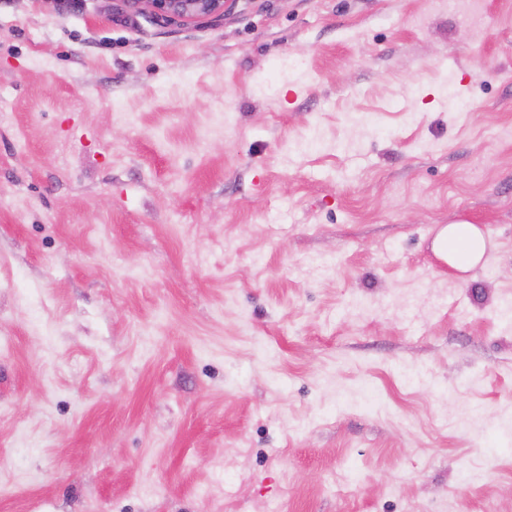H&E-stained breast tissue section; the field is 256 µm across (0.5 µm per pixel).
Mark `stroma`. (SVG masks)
I'll list each match as a JSON object with an SVG mask.
<instances>
[{
    "instance_id": "stroma-1",
    "label": "stroma",
    "mask_w": 512,
    "mask_h": 512,
    "mask_svg": "<svg viewBox=\"0 0 512 512\" xmlns=\"http://www.w3.org/2000/svg\"><path fill=\"white\" fill-rule=\"evenodd\" d=\"M508 300L512 0H0V512H512ZM131 12L175 23L224 16L233 0H118ZM434 246L448 266L461 273L481 264L487 250L485 236L474 224H448L442 227Z\"/></svg>"
}]
</instances>
